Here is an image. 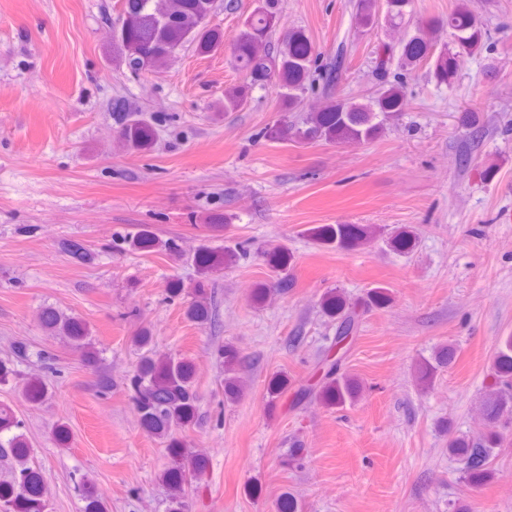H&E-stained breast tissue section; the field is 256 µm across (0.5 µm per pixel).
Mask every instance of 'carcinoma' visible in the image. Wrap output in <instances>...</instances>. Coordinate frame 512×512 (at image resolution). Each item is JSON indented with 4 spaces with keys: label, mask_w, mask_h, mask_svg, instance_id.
<instances>
[{
    "label": "carcinoma",
    "mask_w": 512,
    "mask_h": 512,
    "mask_svg": "<svg viewBox=\"0 0 512 512\" xmlns=\"http://www.w3.org/2000/svg\"><path fill=\"white\" fill-rule=\"evenodd\" d=\"M385 6V20L392 28L411 25L407 11L409 0H355L353 19L356 28L374 25L380 6ZM215 0H121L120 9L112 18V61L132 74L147 73L157 76L164 72L173 57L186 50L210 55L224 45V33L211 25ZM448 30L452 45L437 46V32ZM488 40L484 22L469 9L467 0H461L456 9L441 22H425L415 26L413 34L401 44L399 58L383 45L376 51L374 73L378 83L367 97L337 99L331 90L345 65L338 56L325 62L314 52L309 38L300 30L287 29L282 22L278 0H253L251 11L233 39L232 61L245 73L246 81L224 90L225 112H240L251 101L253 85L276 79L280 89V112H306L301 125H273L264 136L279 140L285 132H293L299 142L325 141L330 143L365 144L378 137L387 121L407 109L410 91L406 75L386 79L392 65L410 70L421 62L434 58L429 74L439 84L451 85L461 67L464 56L480 51ZM323 100L313 111H305V100ZM112 112L120 121L121 143L133 150L150 147L156 136L155 118L146 119L143 113L128 107L122 101L112 104ZM314 237L324 244L354 246L364 238V229L351 224L324 225L314 229ZM145 253L161 251L181 260L184 254L173 241L164 243L147 236L119 238ZM60 249L77 261H87L90 254L78 242L64 239ZM237 251L224 248L213 251L201 247L193 256L200 274L206 275L220 266L236 261ZM198 301L191 305L192 319L206 323L211 320L204 298V290L196 289ZM326 311L336 316L334 346H340L357 326L359 313L355 306L339 295L324 300ZM41 327L50 336L67 338L85 360L95 362L99 349L89 329L80 319L54 307L42 309ZM224 358V391L238 392V360L236 351L226 346L220 351ZM455 358V350L442 347L432 358L419 364V378L429 384L439 370ZM324 372L318 382L306 389L317 393L328 406H339L353 398L354 384L338 372L337 361L324 359ZM493 369L497 387L490 390L483 403L484 427L472 436L448 432V451L463 464L466 478L473 485L486 482L492 475L491 463L498 451L512 447V338L496 356ZM193 367L166 354L147 350L138 369L129 380L134 391L137 413L143 428L165 440L175 465L164 474L172 489L170 512H185L187 488L204 471V461L185 453L174 431L192 424L197 411V393L192 385ZM22 387L25 397L33 402L48 393L40 377H26L14 364L0 360V385ZM9 438L0 441V458L14 459L12 481L0 484V512H46L43 498L44 479L41 472L28 465L31 442L25 425L12 407L0 403V435Z\"/></svg>",
    "instance_id": "cac0c4a2"
}]
</instances>
